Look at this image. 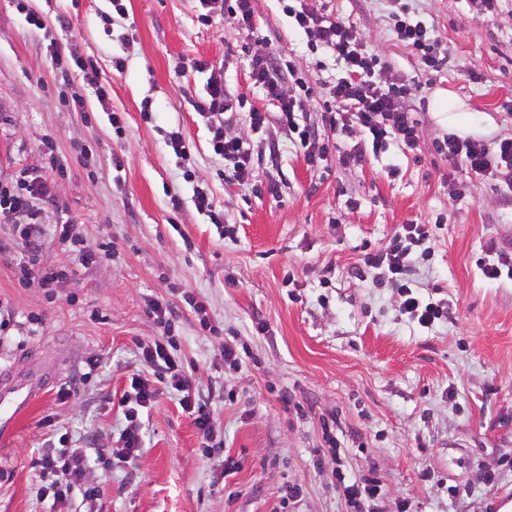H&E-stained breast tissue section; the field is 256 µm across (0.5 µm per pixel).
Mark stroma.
Wrapping results in <instances>:
<instances>
[{"label":"stroma","mask_w":512,"mask_h":512,"mask_svg":"<svg viewBox=\"0 0 512 512\" xmlns=\"http://www.w3.org/2000/svg\"><path fill=\"white\" fill-rule=\"evenodd\" d=\"M313 3L356 27L386 62L387 81L424 82L410 102L418 147L393 142L361 164L342 163L358 137L321 120L341 62L312 48L282 0H253L262 37L311 89L300 121L338 157L310 166L277 118L258 133L243 119L232 132L249 141L252 171L238 184L225 181L209 120L195 108L209 78L195 60L225 63L231 91L259 109L265 102L248 79L241 35L220 15L204 18L198 0H126L122 16L111 0H0V186L24 170L54 181V199L41 205L40 266L71 264L56 225L76 224L90 251L112 242L109 258L52 288L19 281L0 258V305L20 324L0 338V372L54 365L0 445V512H49L31 461L53 431L115 447L118 401L143 368L137 345L164 333L147 307L153 298L179 311L175 346L216 412L219 446L205 448L177 396L161 394L141 415L134 464L92 459L86 479L106 488L96 512H350L342 486L317 466L334 448L347 481L380 483L362 512H498L512 501V277L482 271L512 254V191L435 152L447 130L431 108L436 92L451 91L488 147L512 137V0L490 12L480 0H408L448 59L438 72L394 38L387 0ZM32 13L43 28L29 24ZM55 49L94 66L61 73ZM176 131L194 146L188 178L167 144ZM48 145L65 171L48 166ZM198 189L232 218L233 232L197 211ZM403 224L432 227L414 287L447 316L429 328L400 313L396 288L357 274ZM188 294L204 300L205 318ZM228 344L241 354L238 368L224 362ZM72 382L79 395L59 399ZM228 457L241 462L230 476ZM291 487L298 495L289 500Z\"/></svg>","instance_id":"stroma-1"}]
</instances>
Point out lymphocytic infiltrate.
Instances as JSON below:
<instances>
[{"instance_id":"lymphocytic-infiltrate-1","label":"lymphocytic infiltrate","mask_w":512,"mask_h":512,"mask_svg":"<svg viewBox=\"0 0 512 512\" xmlns=\"http://www.w3.org/2000/svg\"><path fill=\"white\" fill-rule=\"evenodd\" d=\"M225 22L234 26L246 37L243 46L249 56L248 77L251 84L261 89L268 111L258 109L249 113L252 130L266 127L269 112H276L284 129L300 143L309 142L313 134L308 126L295 120L302 111L300 96L284 88L287 74L292 68L283 62L280 54L266 46L260 37V25L254 18L252 0H225L219 4ZM286 11L296 28L313 36L318 45L344 63V72L334 81L328 99L323 102L322 118L331 131L358 133L370 142L373 150L386 149L394 141L408 149L418 145V121L406 104L414 87L406 83L382 80L384 62L368 52L352 25L326 18L317 9L300 0L298 5L287 6ZM391 19L392 31L397 39L417 57L427 70H440L443 58L432 51L434 40L426 24L411 17L405 5L395 4ZM243 102L242 96L230 92L223 80L209 79L199 111L218 117L219 123L211 136L215 155L224 160V177L228 181L245 183L251 171L252 152L247 141L230 135L229 129L237 123ZM438 154L447 156L477 175H491L512 188V139L500 140L496 149H489L482 141L448 135L436 142ZM55 185L48 179L25 172L15 186L0 187V223L8 224L17 214H25L26 222L19 232L22 262L16 269L21 277L39 274L44 287L52 288L66 273L62 270L37 269V255L42 246L40 202L53 199ZM431 231L424 224H405L392 237L389 245L378 252L366 254L361 278L372 282L388 280L395 284L402 297L400 309L408 319L427 327L442 319L440 305L424 301L413 289V266L410 255L419 251L421 259L431 255L426 243ZM142 362L153 369L154 378L136 374L131 379L132 397L123 399L125 425L118 437V456L124 462H133L143 445L140 415L159 397L162 390L175 391L181 408L193 418V423L203 441L213 439L218 419L210 403L204 400L194 386L180 356L170 353L167 343L156 338L141 344ZM38 494L42 499L61 503L68 499L75 487H82L87 499H99L103 489L98 485H85L90 469L86 449L69 444L67 437H60L57 448L40 455L34 462Z\"/></svg>"}]
</instances>
